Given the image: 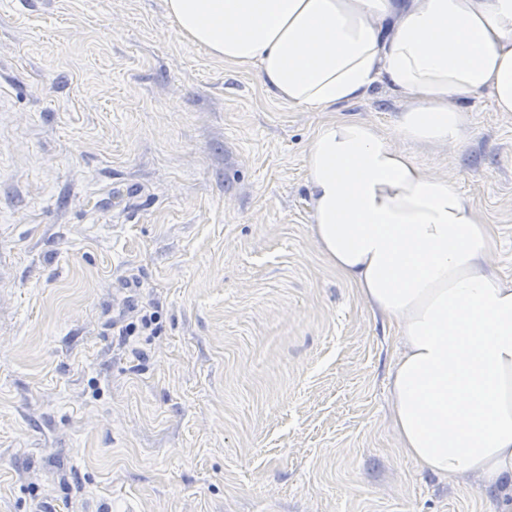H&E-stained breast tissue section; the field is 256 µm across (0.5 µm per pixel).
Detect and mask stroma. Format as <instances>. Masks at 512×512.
Here are the masks:
<instances>
[{
  "instance_id": "35a3bbf8",
  "label": "stroma",
  "mask_w": 512,
  "mask_h": 512,
  "mask_svg": "<svg viewBox=\"0 0 512 512\" xmlns=\"http://www.w3.org/2000/svg\"><path fill=\"white\" fill-rule=\"evenodd\" d=\"M412 106L379 84L340 113L391 132ZM469 106L464 145H394L494 225L512 283V112ZM325 118L165 0H0V512H512L511 484L399 448L397 328L310 232Z\"/></svg>"
}]
</instances>
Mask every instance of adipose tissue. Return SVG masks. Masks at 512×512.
<instances>
[{"label": "adipose tissue", "mask_w": 512, "mask_h": 512, "mask_svg": "<svg viewBox=\"0 0 512 512\" xmlns=\"http://www.w3.org/2000/svg\"><path fill=\"white\" fill-rule=\"evenodd\" d=\"M179 33L276 100L326 113L306 152L310 231L383 317L402 453L450 480H512V284L483 270L496 240L447 177L381 128L339 115L386 84L414 106L395 135L461 141L467 102L512 112V0H166Z\"/></svg>", "instance_id": "ef3b65f1"}]
</instances>
